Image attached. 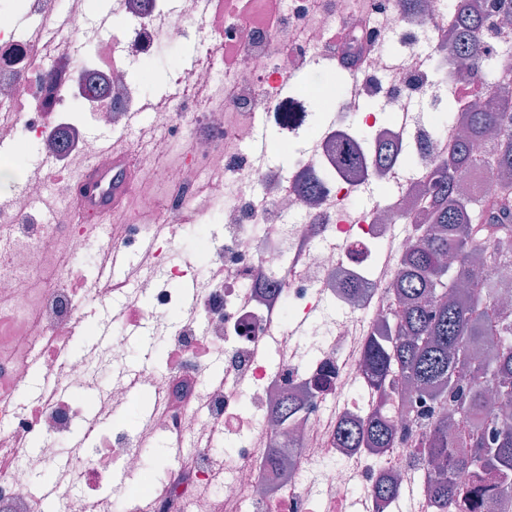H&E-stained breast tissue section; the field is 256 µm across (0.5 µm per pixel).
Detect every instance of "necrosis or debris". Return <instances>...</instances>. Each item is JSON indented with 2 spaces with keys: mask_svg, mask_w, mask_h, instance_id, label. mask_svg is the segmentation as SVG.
Instances as JSON below:
<instances>
[{
  "mask_svg": "<svg viewBox=\"0 0 512 512\" xmlns=\"http://www.w3.org/2000/svg\"><path fill=\"white\" fill-rule=\"evenodd\" d=\"M266 2L261 25L252 0H113L103 31L85 0H0V142L29 141L53 161L0 211V512H140L144 499L153 512H434L429 464H413L408 449L440 405L400 380L375 389L363 350L395 319L401 257L425 234L420 208L460 133L439 130L438 116L512 94L501 77L512 63V0H480L479 78L448 53L452 0ZM362 14L373 28L337 33L341 19ZM188 42L193 64L172 60L148 127L129 128L145 95L134 65ZM327 56L366 57L361 103L331 78L285 93L284 75ZM262 106L281 133L279 163L249 151ZM91 125L125 133L138 151L124 246L151 230L167 235L165 249L140 257L135 279L99 290L101 303L136 308L141 331L180 351L181 364L161 371L128 366L123 327L104 348L70 353L83 309L74 282L99 227L64 199L46 222L33 209L60 176L111 167ZM340 138L362 144V170L337 168ZM384 149L381 167L372 156ZM214 221L224 225L219 243L202 236ZM188 275L199 294L187 310L168 284ZM303 317V336L287 337ZM202 344L223 371L197 358ZM38 350L53 384L25 414L15 397ZM76 389L115 417L109 462L144 477L138 491H87L99 466L69 440L98 429ZM384 398L400 446L342 447L340 424ZM286 400L297 414L284 423L276 413ZM141 402L152 407L151 435L186 441L185 480L160 466L145 473L147 442L122 420ZM383 472L398 481L387 502L374 493Z\"/></svg>",
  "mask_w": 512,
  "mask_h": 512,
  "instance_id": "obj_1",
  "label": "necrosis or debris"
}]
</instances>
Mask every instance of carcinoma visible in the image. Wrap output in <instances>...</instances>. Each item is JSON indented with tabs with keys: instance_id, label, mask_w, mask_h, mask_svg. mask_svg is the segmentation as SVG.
<instances>
[{
	"instance_id": "carcinoma-1",
	"label": "carcinoma",
	"mask_w": 512,
	"mask_h": 512,
	"mask_svg": "<svg viewBox=\"0 0 512 512\" xmlns=\"http://www.w3.org/2000/svg\"><path fill=\"white\" fill-rule=\"evenodd\" d=\"M456 28L448 48L484 68L483 22L473 0H456ZM512 111V99L491 97L465 116L466 134L441 161L439 192L424 202L421 219L428 232L407 251L394 284L399 310L395 324L372 336L363 358L371 385L386 388L396 375L434 393L442 404L453 395L455 405L422 435V448H450L458 438L466 447L453 465L439 463L428 476L427 494L436 512H476L475 476L497 488H512V417L503 415L492 439L481 431L483 401L479 388L493 389L512 401V317L492 308L497 285L487 278L488 246L498 253L512 239V131L497 130L500 117ZM496 133L483 163L496 172L498 193L478 198L467 193L462 176L478 164L469 144ZM365 160L358 145L336 141V166L356 172ZM345 448H394L397 435L387 409L339 427ZM396 484L380 476L376 495L393 498Z\"/></svg>"
}]
</instances>
